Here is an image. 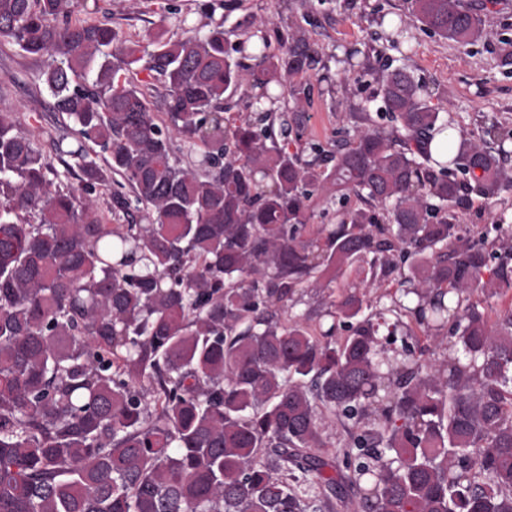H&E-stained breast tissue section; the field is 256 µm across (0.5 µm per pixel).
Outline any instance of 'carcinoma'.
Returning <instances> with one entry per match:
<instances>
[{"label": "carcinoma", "instance_id": "1", "mask_svg": "<svg viewBox=\"0 0 512 512\" xmlns=\"http://www.w3.org/2000/svg\"><path fill=\"white\" fill-rule=\"evenodd\" d=\"M78 3L0 0V41L52 59L71 122L47 155L0 112V512H512V306L483 305L512 291V237L456 224L512 190V134L434 155L452 118L406 68L369 64L376 112L349 113L332 150L304 143L303 28L275 52L254 19L247 64L222 24L142 50ZM407 4L429 31L480 37L463 0ZM236 96L251 112L227 125ZM318 193L329 228L311 223ZM362 264L365 290L334 303L346 336L282 318ZM391 286L373 308L368 289ZM135 82L146 94L150 111L154 112L156 115H158V117H164L162 114L164 110L160 98L163 89L159 82L148 77L147 72H139L137 76H135Z\"/></svg>", "mask_w": 512, "mask_h": 512}]
</instances>
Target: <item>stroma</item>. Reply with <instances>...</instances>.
I'll list each match as a JSON object with an SVG mask.
<instances>
[{
	"label": "stroma",
	"mask_w": 512,
	"mask_h": 512,
	"mask_svg": "<svg viewBox=\"0 0 512 512\" xmlns=\"http://www.w3.org/2000/svg\"><path fill=\"white\" fill-rule=\"evenodd\" d=\"M170 1L179 16L166 13ZM77 14L111 25L146 49L159 37L182 38L188 26L206 29L220 23L225 30L241 33L249 30L256 15L303 27L322 63L300 76L311 88L310 102L301 106L308 116L306 136L327 147L334 133L346 128L352 108L376 92L364 67L378 55L406 65L427 87L432 104L451 111L457 133L477 138L493 124L512 130V67L500 64L503 42L512 40V0L486 6L482 35L468 45L423 30L406 0H315L310 7L303 0H80ZM394 22L410 36L400 51L385 39ZM49 65L46 58L0 44V111L15 113L22 129L43 128L38 142L46 151L51 148L46 132L58 118L45 83ZM325 66L340 83L336 92H329L320 80ZM457 222L474 232L484 224L512 225V191L494 202L474 199Z\"/></svg>",
	"instance_id": "stroma-1"
}]
</instances>
